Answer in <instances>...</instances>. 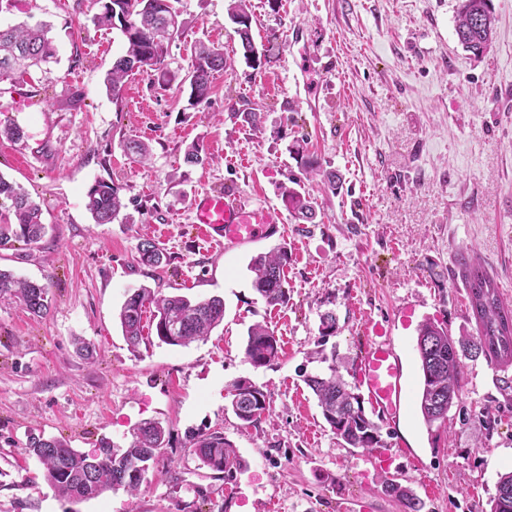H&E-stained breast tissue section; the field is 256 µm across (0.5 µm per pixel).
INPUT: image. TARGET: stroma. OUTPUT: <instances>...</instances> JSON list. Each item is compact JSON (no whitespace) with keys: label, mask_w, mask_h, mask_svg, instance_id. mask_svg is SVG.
I'll return each mask as SVG.
<instances>
[{"label":"stroma","mask_w":512,"mask_h":512,"mask_svg":"<svg viewBox=\"0 0 512 512\" xmlns=\"http://www.w3.org/2000/svg\"><path fill=\"white\" fill-rule=\"evenodd\" d=\"M252 33L269 44L260 68L242 58L228 0H178L183 23L158 84L128 78L112 99L104 79L125 48L120 30L93 23L98 0H0V25L52 26L56 60L33 82H0V175L23 186L48 227L38 243L0 247V267L46 284L43 317L0 301V512H403L382 479L411 487L423 512H483L500 474L512 470V367L463 361L447 422L426 425L419 409L418 328L425 319L452 336L474 335L458 258L479 261L512 305V0H491L496 37L475 58L455 34L458 0H250ZM223 46L228 71L207 102H189L196 42ZM77 106H70L72 96ZM262 112L259 129L243 109ZM150 144L147 163L126 144ZM202 142L210 162L184 164ZM340 174L337 192L308 181V162ZM316 201L314 222L296 221L282 199L290 178ZM122 188L132 223H93L85 195L95 180ZM278 210L286 233L224 252L192 222L191 200L226 187ZM154 240L168 264L139 263ZM285 245L289 300L257 294L251 257ZM224 300V322L189 346L159 343L131 352L118 312L135 289ZM338 330L321 338L319 315ZM268 324L278 360L245 356L249 326ZM392 337L404 366L399 424L381 426L384 448L347 446L325 422L305 375L316 350L336 351L358 382L366 337ZM94 345L81 358L74 337ZM247 379L267 390L271 410L250 427L228 408L226 387ZM161 421L171 463L154 469L138 495L118 490L75 501L45 481L22 445L28 433L89 451L106 439L125 447L133 427ZM222 432L245 467L227 483L189 453L197 433Z\"/></svg>","instance_id":"stroma-1"}]
</instances>
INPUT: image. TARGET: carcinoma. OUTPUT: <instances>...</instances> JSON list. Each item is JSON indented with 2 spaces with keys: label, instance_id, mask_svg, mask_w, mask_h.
<instances>
[{
  "label": "carcinoma",
  "instance_id": "1",
  "mask_svg": "<svg viewBox=\"0 0 512 512\" xmlns=\"http://www.w3.org/2000/svg\"><path fill=\"white\" fill-rule=\"evenodd\" d=\"M101 10L94 23L106 29L120 28L126 39L125 52L113 63L106 77V88L119 98L126 79L136 72L158 71L163 65L169 45L178 35L182 22L173 9L172 0H98ZM491 0H459L455 33L464 50L475 56L487 52L495 39L496 19ZM227 14L234 25L243 57L250 67L261 66V55L255 46L252 26L242 22L251 17L250 0H230ZM50 25L43 21L0 27V80L22 78L31 68L53 61L56 50L49 38ZM189 72V99L199 104L207 99L214 73L227 67L224 49L203 42L193 48ZM209 156L198 142L191 143L184 155L185 163L203 165ZM293 187H283L282 197L298 220L314 218V201L310 195ZM121 187L105 180L96 181L86 193L85 207L94 223L110 224L123 208ZM10 202L11 215L0 222V246L11 240L37 243L46 235L42 210L22 187L0 175V201ZM142 264L159 267L166 255L155 243L146 240L139 246ZM289 261L288 249H277L255 257L250 263L253 286L270 306L288 303L284 285V269ZM469 303L477 325L474 336L458 338L448 328L426 320L420 325L417 351L421 382L419 407L424 421L431 425L448 420V413L458 397L462 358L450 352L449 345L475 344L489 365L512 366V310L502 303L498 288L479 263L467 271ZM16 299L32 315L43 317L50 310L48 287L22 280L0 268V300ZM151 313L155 336L170 346H187L204 340L224 322V300L219 297L192 300L183 295H164L142 286L125 301L119 313L122 333L132 350L147 340L143 318ZM337 319L332 311L319 315V335H336ZM279 338L268 326L256 323L247 331L245 355L256 367L278 358ZM327 370L304 378L317 398L318 406L336 436L347 445L365 452L385 447L381 427L365 414L360 394L349 385L336 364V352L319 356ZM233 413L242 425L255 424L270 410L268 392L249 380L235 381L228 390ZM190 448L202 465L224 475V481L236 479L243 460L224 435L215 432L190 436ZM167 430L159 421H145L133 429L128 447L116 448L100 441L91 452L78 451L64 439L42 434L27 435L25 453L37 458L45 468L44 477L58 494L76 500L97 498L107 489H123L137 493L148 482V472L165 462ZM497 484L511 490L504 496L490 497V512H512V472L501 475ZM382 491L397 498L404 512H422V500L415 492L393 480L383 482Z\"/></svg>",
  "mask_w": 512,
  "mask_h": 512
}]
</instances>
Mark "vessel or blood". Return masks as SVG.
<instances>
[{"mask_svg": "<svg viewBox=\"0 0 512 512\" xmlns=\"http://www.w3.org/2000/svg\"><path fill=\"white\" fill-rule=\"evenodd\" d=\"M193 222L200 234L225 250H243L285 233L279 213L257 207L232 191L205 192L194 199ZM358 381L370 404L387 419L399 421L404 369L387 337H371L359 365Z\"/></svg>", "mask_w": 512, "mask_h": 512, "instance_id": "obj_1", "label": "vessel or blood"}]
</instances>
